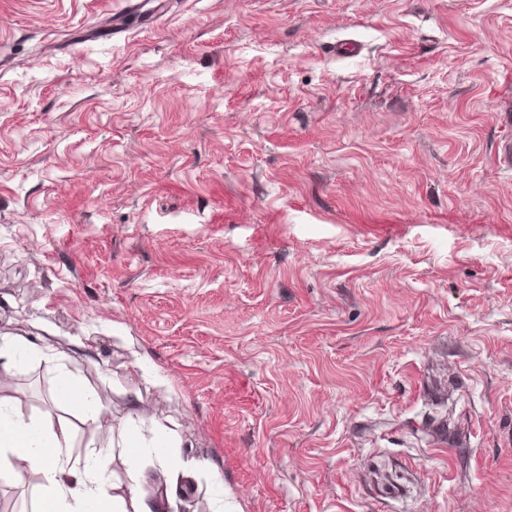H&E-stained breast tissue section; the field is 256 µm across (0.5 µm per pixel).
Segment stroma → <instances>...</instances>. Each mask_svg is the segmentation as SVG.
I'll use <instances>...</instances> for the list:
<instances>
[{
	"label": "stroma",
	"instance_id": "obj_1",
	"mask_svg": "<svg viewBox=\"0 0 512 512\" xmlns=\"http://www.w3.org/2000/svg\"><path fill=\"white\" fill-rule=\"evenodd\" d=\"M166 2L0 0L10 406L166 512H512V0ZM69 399L77 400L79 406L84 412L85 421L94 426L96 430L100 429L102 424L103 412L102 405L93 397V394L87 389H80L77 394Z\"/></svg>",
	"mask_w": 512,
	"mask_h": 512
}]
</instances>
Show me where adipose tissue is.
<instances>
[{
	"label": "adipose tissue",
	"instance_id": "adipose-tissue-1",
	"mask_svg": "<svg viewBox=\"0 0 512 512\" xmlns=\"http://www.w3.org/2000/svg\"><path fill=\"white\" fill-rule=\"evenodd\" d=\"M68 420L43 425L28 422L0 399V466L24 463L42 477L36 512H165L161 500L147 496L139 485L111 494L99 479L98 465L81 463L71 454Z\"/></svg>",
	"mask_w": 512,
	"mask_h": 512
}]
</instances>
